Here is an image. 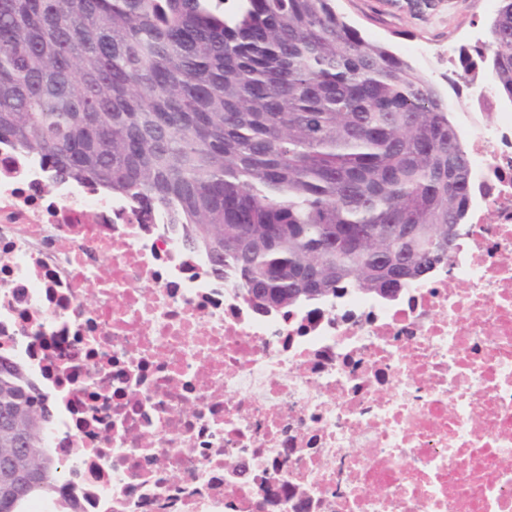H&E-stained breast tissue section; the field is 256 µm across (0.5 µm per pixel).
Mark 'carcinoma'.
I'll return each instance as SVG.
<instances>
[{
	"label": "carcinoma",
	"mask_w": 512,
	"mask_h": 512,
	"mask_svg": "<svg viewBox=\"0 0 512 512\" xmlns=\"http://www.w3.org/2000/svg\"><path fill=\"white\" fill-rule=\"evenodd\" d=\"M499 2L475 53L512 102V0ZM1 141L55 183L162 215L262 310L343 284L392 296L448 259L469 217L448 102L333 0H0ZM51 417L0 356V466L39 472L13 512L49 496L68 512Z\"/></svg>",
	"instance_id": "obj_1"
}]
</instances>
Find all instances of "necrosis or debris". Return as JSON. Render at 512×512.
I'll return each instance as SVG.
<instances>
[{"label": "necrosis or debris", "mask_w": 512, "mask_h": 512, "mask_svg": "<svg viewBox=\"0 0 512 512\" xmlns=\"http://www.w3.org/2000/svg\"><path fill=\"white\" fill-rule=\"evenodd\" d=\"M447 261L262 313L162 218L0 143V354L76 512H512V112Z\"/></svg>", "instance_id": "necrosis-or-debris-1"}]
</instances>
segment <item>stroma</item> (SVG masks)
<instances>
[{"label": "stroma", "instance_id": "stroma-1", "mask_svg": "<svg viewBox=\"0 0 512 512\" xmlns=\"http://www.w3.org/2000/svg\"><path fill=\"white\" fill-rule=\"evenodd\" d=\"M334 4L366 39L410 59L413 68L430 76L451 102L450 117L461 133L472 130L477 117L486 112L512 111V103L498 98L489 103L477 97L475 89L488 80L487 70L478 71L474 84H465L458 58L446 53L452 42L466 47L487 42L499 0H334ZM419 42L431 46L433 64L410 58L409 46Z\"/></svg>", "mask_w": 512, "mask_h": 512}]
</instances>
